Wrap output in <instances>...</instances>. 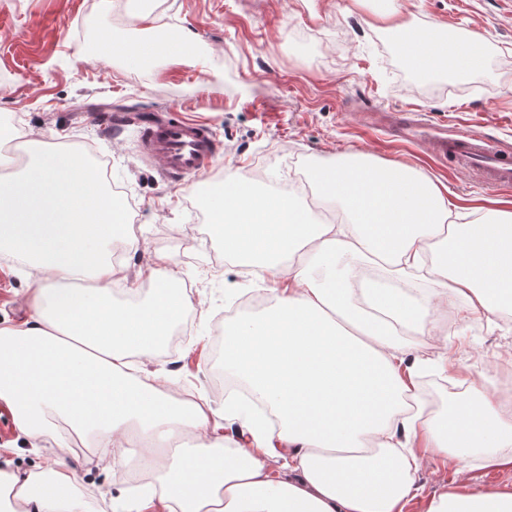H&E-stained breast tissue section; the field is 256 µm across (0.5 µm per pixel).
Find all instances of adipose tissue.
<instances>
[{"mask_svg": "<svg viewBox=\"0 0 512 512\" xmlns=\"http://www.w3.org/2000/svg\"><path fill=\"white\" fill-rule=\"evenodd\" d=\"M394 2L374 21L398 33L414 69L444 62L463 77L481 67L476 49L400 20ZM310 180L330 222L240 177L208 200L225 257L248 260L266 284L265 310L234 317L223 347L262 414L230 397L183 399L144 369L193 306L172 257L155 253L136 275L104 257L106 245L142 244L124 201L80 152L0 123V246L36 272L27 319L0 323V403L21 432L57 446L27 475L0 464V512H87L73 492L74 430L111 465L150 459L135 512H405L426 461L512 469V405L485 377L457 371L467 395L448 419L413 399L424 370L448 371L451 338L427 351L442 304L460 298L486 316L512 308V211L468 222L412 167L353 152ZM367 261L382 262L384 279L361 280ZM145 279L154 287L144 298ZM118 287L131 303H113ZM426 512H512V491L445 489Z\"/></svg>", "mask_w": 512, "mask_h": 512, "instance_id": "1", "label": "adipose tissue"}]
</instances>
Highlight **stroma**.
Listing matches in <instances>:
<instances>
[{
  "mask_svg": "<svg viewBox=\"0 0 512 512\" xmlns=\"http://www.w3.org/2000/svg\"><path fill=\"white\" fill-rule=\"evenodd\" d=\"M139 2L0 0V120L22 121L46 142L87 145L107 159L133 213L131 228L145 241L126 253L129 272L165 251L191 285L185 339L174 356L145 362L184 392H214L212 338L225 317L226 289L244 299L261 286L242 262L222 260L189 187L210 186L219 174L249 177L259 165L289 186L313 164L353 150L414 167L474 218L512 207V190L489 189L477 172L451 168L419 143L366 123L374 112H414L430 126L474 129L512 147V0H396L409 22L438 24L463 47L482 45V67L461 78L414 72L397 33L370 26V9L352 0H156L159 29L142 21ZM167 29L187 32L195 55L127 62L123 47ZM158 111L210 124L224 145L212 172L172 182L142 159V122ZM29 282L28 267L0 249V321L26 318ZM463 307L448 308L456 338L448 359L457 366L481 361L494 377L499 352L512 346V314L468 318ZM54 450L51 439L21 434L0 404V451L14 467L36 471ZM75 470L89 512H129L138 482L126 470H104L91 452L78 457ZM417 483L423 494L408 512H425L427 496L442 488L512 490V469L476 460L459 475L431 461Z\"/></svg>",
  "mask_w": 512,
  "mask_h": 512,
  "instance_id": "stroma-1",
  "label": "stroma"
}]
</instances>
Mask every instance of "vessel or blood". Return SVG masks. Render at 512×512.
<instances>
[{
  "label": "vessel or blood",
  "instance_id": "obj_1",
  "mask_svg": "<svg viewBox=\"0 0 512 512\" xmlns=\"http://www.w3.org/2000/svg\"><path fill=\"white\" fill-rule=\"evenodd\" d=\"M405 124L434 158L478 172L487 186H512V155L489 138L468 132L446 135L410 118ZM141 152L145 161L160 164L166 178L178 179L207 171L223 156L224 146L202 122L156 113L144 124Z\"/></svg>",
  "mask_w": 512,
  "mask_h": 512
}]
</instances>
